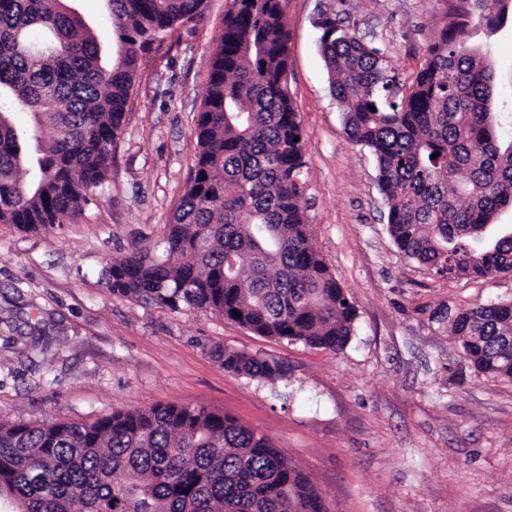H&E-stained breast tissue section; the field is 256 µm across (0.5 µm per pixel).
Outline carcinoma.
Listing matches in <instances>:
<instances>
[{"label": "carcinoma", "instance_id": "1", "mask_svg": "<svg viewBox=\"0 0 512 512\" xmlns=\"http://www.w3.org/2000/svg\"><path fill=\"white\" fill-rule=\"evenodd\" d=\"M66 0H0V224H61L109 181L112 145L145 54L205 0H106L108 54ZM487 28L512 0H462ZM286 0H229L196 127L198 152L161 253L138 248L101 278L114 295L223 315L271 339L337 353L356 309L312 243L300 206L304 132L288 72ZM332 96L349 140L378 161L396 247L436 273H512V141L491 111L493 73L443 28L407 88L392 59L336 15L320 24ZM27 112L31 126L15 125ZM481 373L512 380V301L451 320ZM238 375L283 367L216 346ZM15 512H324L309 477L266 436L221 410L157 404L92 422L0 423V498Z\"/></svg>", "mask_w": 512, "mask_h": 512}]
</instances>
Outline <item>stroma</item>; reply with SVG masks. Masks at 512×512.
Returning a JSON list of instances; mask_svg holds the SVG:
<instances>
[{
    "label": "stroma",
    "instance_id": "stroma-1",
    "mask_svg": "<svg viewBox=\"0 0 512 512\" xmlns=\"http://www.w3.org/2000/svg\"><path fill=\"white\" fill-rule=\"evenodd\" d=\"M227 0L153 44L126 105L109 182L77 217L37 232L0 224V422H90L154 404L224 410L303 470L325 512H512V381L478 372L449 318L512 301V276L444 277L394 244L378 165L353 144L320 50L324 15L384 48L410 84L459 0H287L294 108L305 134L302 207L313 244L353 301L332 353L255 334L196 308L110 292L101 272L163 239L197 153L196 126ZM512 110V14L465 28ZM39 325L46 350L19 326ZM222 345L281 363L270 383L224 370Z\"/></svg>",
    "mask_w": 512,
    "mask_h": 512
}]
</instances>
